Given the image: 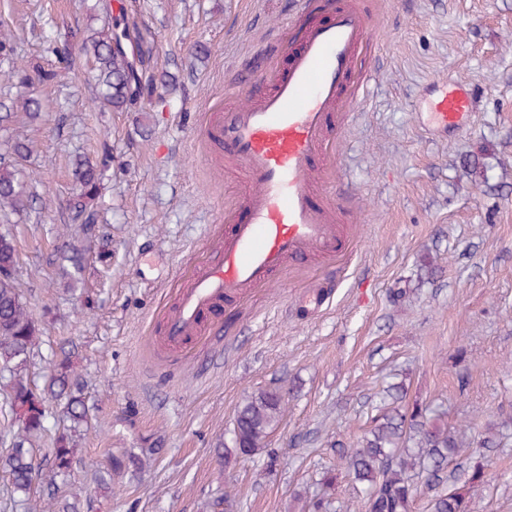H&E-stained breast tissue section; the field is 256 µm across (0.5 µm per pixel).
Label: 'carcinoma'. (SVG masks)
I'll return each instance as SVG.
<instances>
[{
	"instance_id": "obj_1",
	"label": "carcinoma",
	"mask_w": 512,
	"mask_h": 512,
	"mask_svg": "<svg viewBox=\"0 0 512 512\" xmlns=\"http://www.w3.org/2000/svg\"><path fill=\"white\" fill-rule=\"evenodd\" d=\"M104 26L82 36V49L91 50L92 67L96 71L94 99L121 111L130 104L152 96L154 81H143L142 64L154 55V40L135 32L137 52H125L119 38L129 30L112 25L111 0H99ZM10 77L17 78L21 90L8 99L0 98V126L12 121L14 114L23 112L36 120L44 111L41 99L26 91L30 80L28 69L17 59L6 58ZM79 192L70 201L69 209L75 225L70 232L88 242L95 237L97 212L91 205L99 191L94 167L85 166L76 173ZM33 196L28 182L11 160L0 153V207L24 211L31 207ZM63 275L74 279L83 271L82 249L67 244L60 251ZM18 250L13 236L0 233V388L6 390L5 411L15 429L6 432V451L0 454V470L11 481L13 492L25 496L23 509L32 512H79L75 502H60L55 493L47 494L43 503L29 507L32 484L41 466L34 458V442L47 430L48 407L62 406L71 422L69 432L54 441L51 468L54 476L70 473L76 462L78 448L75 436L87 422L89 407L84 385L77 372L75 349L64 347L52 352L50 374L42 387L31 384L27 368L40 345V329L23 301L17 286ZM285 401L278 388L260 389L238 410L233 424V448L236 454L250 457L267 446L273 428L282 420ZM461 448L455 433L419 409L411 413H383L373 420V426L356 448L344 458L349 475L367 486V494L359 512H411L415 497L431 495V512H469L470 492L485 481V472L473 467L467 477H453L456 487L438 491L448 482V458ZM142 462L132 454L112 456L105 475L98 480L95 493L110 494L107 477L120 475L129 469H139Z\"/></svg>"
}]
</instances>
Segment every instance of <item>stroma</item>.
I'll use <instances>...</instances> for the list:
<instances>
[{
  "instance_id": "35a3bbf8",
  "label": "stroma",
  "mask_w": 512,
  "mask_h": 512,
  "mask_svg": "<svg viewBox=\"0 0 512 512\" xmlns=\"http://www.w3.org/2000/svg\"><path fill=\"white\" fill-rule=\"evenodd\" d=\"M369 2L377 69L328 174L361 205L352 252L287 269L222 332L173 356L151 325L175 270L213 245L210 228L239 192L233 164L194 136L199 109L223 96L272 28L289 29L297 0H112L132 4L130 19L152 32V72L178 79L164 105L141 99L122 112L92 102L80 36L100 24L95 0H0V30L35 69L29 89L48 107L25 126L32 208L0 225L16 236L20 289L42 331L29 372L41 379L45 354L74 341L89 406L65 479L48 467L50 440L37 441L34 496L55 483L81 512H211L224 495L235 512L356 504L361 489L333 444L353 446L376 393L400 383L401 412L426 409L466 443L494 431V448L453 457L448 470H484L470 512H512V0ZM64 44L70 69L55 53ZM455 76L479 93L474 122L429 140L418 90ZM87 160L101 175L93 206L109 242L86 252L70 290L57 249ZM329 273L339 288L306 315L302 295ZM268 387L282 390L285 416L266 448L234 457L236 412ZM127 451L150 459L95 495L99 470Z\"/></svg>"
}]
</instances>
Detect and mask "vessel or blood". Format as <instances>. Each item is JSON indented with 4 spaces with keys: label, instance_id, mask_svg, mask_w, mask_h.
Masks as SVG:
<instances>
[{
    "label": "vessel or blood",
    "instance_id": "b4317fda",
    "mask_svg": "<svg viewBox=\"0 0 512 512\" xmlns=\"http://www.w3.org/2000/svg\"><path fill=\"white\" fill-rule=\"evenodd\" d=\"M303 18L288 49L271 40L262 69L244 75L233 105L214 102L197 137L238 163L242 184L224 210L216 246L182 273V285L158 322L163 346L181 351L222 321L226 308L273 287L286 267L352 251L348 226L357 208L318 175L345 134L344 114L360 101L372 69L373 19L358 0H299ZM421 128L445 141L470 127V82H435L422 97Z\"/></svg>",
    "mask_w": 512,
    "mask_h": 512
}]
</instances>
